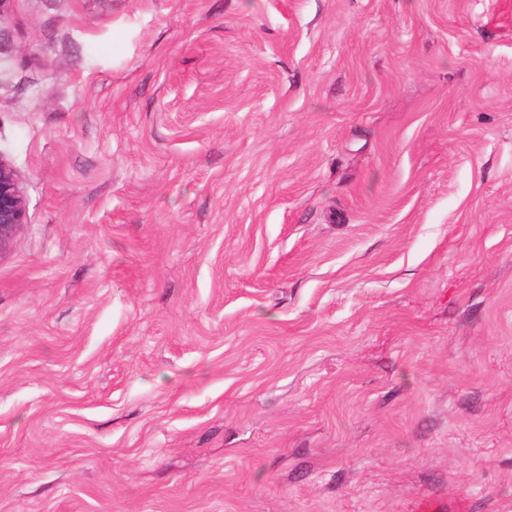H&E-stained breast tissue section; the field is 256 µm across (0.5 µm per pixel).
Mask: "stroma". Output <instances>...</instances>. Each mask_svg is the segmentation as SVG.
Instances as JSON below:
<instances>
[{
  "instance_id": "35a3bbf8",
  "label": "stroma",
  "mask_w": 512,
  "mask_h": 512,
  "mask_svg": "<svg viewBox=\"0 0 512 512\" xmlns=\"http://www.w3.org/2000/svg\"><path fill=\"white\" fill-rule=\"evenodd\" d=\"M0 512H512V0H0ZM27 220V201L20 177L0 153V257L9 252Z\"/></svg>"
}]
</instances>
